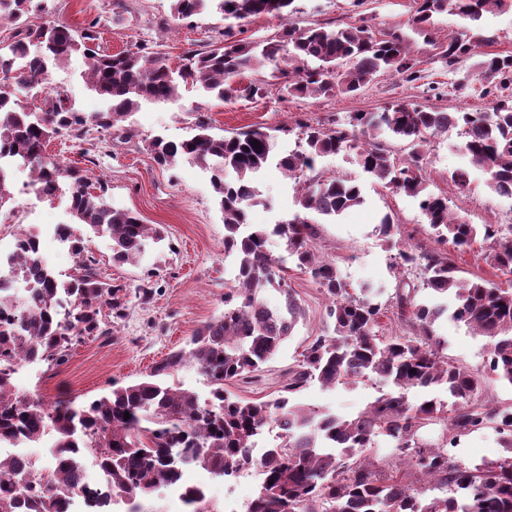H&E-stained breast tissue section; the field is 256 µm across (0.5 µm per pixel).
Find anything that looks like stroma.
<instances>
[{"label":"stroma","mask_w":512,"mask_h":512,"mask_svg":"<svg viewBox=\"0 0 512 512\" xmlns=\"http://www.w3.org/2000/svg\"><path fill=\"white\" fill-rule=\"evenodd\" d=\"M33 23L55 18L79 30L98 21L100 50L115 53L134 49L147 40L176 66L187 49H203L220 41L225 21L209 10L177 23L171 17L170 0H123L125 8L114 13L113 0H35ZM299 25L330 24L343 27L367 19L374 33L402 34L418 60L419 80L407 83L396 76H381L357 95L319 98H282L278 87H269L264 98H235L220 101L194 91L161 105H146L129 120L130 138L113 139L111 131L93 129L82 139L52 141L47 152L61 164L87 172L94 185L107 189L111 205L136 211L145 223L163 228L165 239L152 246L136 263L115 264L105 237H93L91 245L100 268L128 292L124 317L112 325L108 340L87 338L76 343L64 363L49 368L31 363L15 371L12 382L18 392H38L47 402L85 400L107 394L112 386L141 380L150 369L186 341L205 323L224 310V294L234 276L236 258L224 253L223 215L214 195L210 175L200 167L183 162L167 170L155 165L147 145L161 137L178 142L195 132V115L204 113L212 131L222 135L258 127L279 129L277 153L296 146L297 123L325 121L351 112H375L393 100L419 103L453 111L475 110L483 101L476 95L460 96L454 85L465 74L451 69L443 56L450 37L462 33L463 22L454 15L435 16L429 29L416 32L409 24L414 0H296ZM86 60L76 54L65 64L50 69L51 89L67 93L84 112L102 108L101 99L90 90ZM457 130L441 133L430 149L426 176L432 190L447 196L454 211L473 224H512V198L492 194L482 170H470V186L461 190L449 179L452 171L469 168ZM323 169L347 175L360 182L364 205L339 216L336 222L318 225L315 246L318 254L340 269L350 294L362 288L376 292L381 302L395 293L396 282L388 270L389 255L375 227L381 216L391 215L401 224L411 244L426 249L433 242L414 199L381 187L362 173L343 153L322 158ZM13 199L0 208V234L24 226L40 230L48 224H67L71 217L60 200H47L23 193L18 173ZM262 201L251 207V226L265 227L288 218L295 209L296 187L276 166L269 164L259 178ZM284 276L305 309L306 317L295 327L277 355L252 378L231 382L230 393L244 399L269 400L288 382L294 366L310 341L326 331V299L309 276L287 262ZM150 285L153 296L144 304L136 292ZM435 333L444 343L448 357L478 372L482 397L491 403L512 406V385L500 381L489 368L485 338L450 317L440 318ZM387 382L376 379L357 384L323 387L311 382L298 393L297 403L352 418L363 412L381 394L390 392ZM502 450L492 429L462 438L450 449L452 463L467 464L495 458ZM194 483L203 485L217 512H246L260 486L259 478L244 472L230 480H216L204 469L190 471Z\"/></svg>","instance_id":"35a3bbf8"}]
</instances>
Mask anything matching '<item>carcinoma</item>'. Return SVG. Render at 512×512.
<instances>
[{
	"label": "carcinoma",
	"instance_id": "1",
	"mask_svg": "<svg viewBox=\"0 0 512 512\" xmlns=\"http://www.w3.org/2000/svg\"><path fill=\"white\" fill-rule=\"evenodd\" d=\"M450 2L454 15L470 27L450 38L444 57L457 68L482 56L478 76L483 108L450 112L397 100L377 112H353L326 125L300 124L297 148L279 159L283 172L298 184L296 211L270 230L240 233L257 196L255 179L272 157L274 134L253 129L217 135L199 118L197 133L188 139L149 142L161 168L187 160L211 170L224 218V253L237 256V268L224 294V312L146 378L79 406L19 394L12 384L17 358L58 366L76 342L112 335L103 308L109 318L121 319L126 306V289L106 278L89 237L68 224L59 227L77 258L68 279L19 256L11 274L33 288L17 299L0 285V440L24 436L37 441L51 429L59 451L36 480L28 462H0V469L11 472L10 481L0 480V512H66L87 495L83 468L89 463L104 472L112 502L127 505L124 512H141L139 500L178 483L192 464L224 480L261 469L263 480L247 512H512V407L484 403L480 376L449 361L433 329L451 313L486 338L490 370L512 385V289L486 279L462 280L453 260V253L471 248L480 237L489 243L485 262L512 274V224L469 223L453 211L448 197L429 190L424 167L434 139L458 127L469 164L485 172L492 192L512 198V97L503 94L512 85V53L482 51L496 38L479 33L484 15L512 12V0H416L411 25L427 29ZM31 4L0 0V18L16 25L13 41L0 43V207L13 199L7 171L15 165L32 168L34 185L49 199L58 197L66 178L76 223L109 236L116 264L138 262L149 242L163 240L161 229L144 223L135 211L109 205L104 195L91 190L81 170L64 169L48 157L50 139H77L94 127L125 139L131 134L123 125L127 116L145 103L178 98L181 87L224 101L262 98L272 83L284 98H307L355 93L385 74L408 83L420 79L404 39L394 34L378 38L364 19L345 27L297 26L290 22L297 12L295 0H171L175 21L210 7L228 21L222 44L185 52L175 69L147 43L115 54L93 48L95 21L79 32L60 22L32 25ZM258 16L286 25L260 42L238 38L234 25ZM75 54L86 56V78L107 102L106 109L80 112L67 95L49 92L36 80H48L49 66ZM17 84L41 92L38 107L30 108L15 94ZM390 138L406 143L407 159L388 149ZM341 152L354 153L357 165L391 192L416 199L438 245L428 251L403 246L400 227L389 215L376 228L397 281L392 308L415 329L410 336L381 340L382 304L368 290L360 297L350 295L336 265L316 253V225L365 201L357 182L317 168L321 158ZM272 235L321 288L333 332L304 349L285 394L272 401H246L224 386L273 359L305 316L282 275L288 258L267 249ZM417 268L423 287L437 299L432 305L416 301L417 286L407 273ZM269 288L281 294L280 305L270 307L263 300ZM187 366L206 377L207 400L163 382ZM374 378L390 383L394 391L377 397L352 419L303 408L290 398L315 380L332 387ZM416 387H444L453 402L412 403L406 393ZM271 421L280 429V442L256 459L250 450ZM429 424L444 427L446 444L436 446L420 435ZM486 428L497 434L501 457L470 465L449 462L448 447ZM381 435L393 441L397 455L387 466L365 455ZM88 448L95 449L90 458Z\"/></svg>",
	"mask_w": 512,
	"mask_h": 512
}]
</instances>
